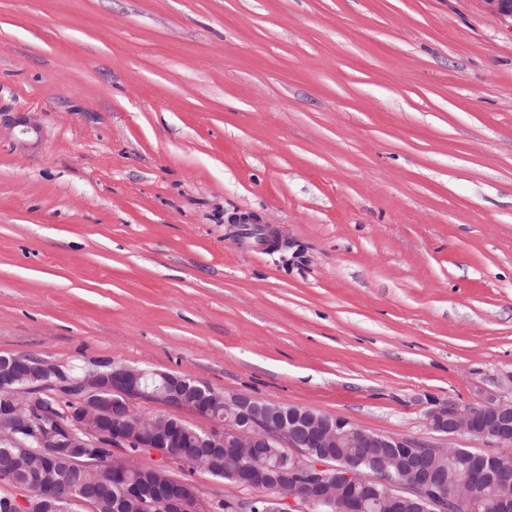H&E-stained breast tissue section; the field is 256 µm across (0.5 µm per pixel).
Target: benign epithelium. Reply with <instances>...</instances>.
I'll list each match as a JSON object with an SVG mask.
<instances>
[{
    "instance_id": "1",
    "label": "benign epithelium",
    "mask_w": 512,
    "mask_h": 512,
    "mask_svg": "<svg viewBox=\"0 0 512 512\" xmlns=\"http://www.w3.org/2000/svg\"><path fill=\"white\" fill-rule=\"evenodd\" d=\"M238 229L253 225L261 230L262 246L267 250L280 247L276 233L260 223L257 216L244 214L232 218ZM66 366L40 355H0V389L10 395L0 404V432L19 427L32 429V422L46 414L38 400L47 395L33 387L50 375L65 373ZM73 386L78 394L76 411L70 413L72 426L56 432L45 431L35 436L36 447L20 448L18 455H34L40 468L33 475L39 485L38 512H68L70 506L93 501L84 493L66 497L58 492L55 482L46 479L55 460L68 454L81 469L107 467L112 481L122 483L132 469L129 458L121 453L106 461H85L84 449L93 439L104 438L123 445L147 448L161 456L183 446L184 425L173 418L162 417L158 423L134 425L126 420L131 405L145 395L157 404H170L208 412L211 389L172 373L149 371L112 361L87 367L76 380L58 381ZM427 427L449 441L460 433L492 443L497 448H512V400H490L478 407L436 405L426 415ZM377 448L370 457L372 472L363 474L330 452L317 457L314 448ZM195 450L185 462L194 465L202 457L224 454L227 448L243 450L247 462L233 473L237 484L260 492L246 501H230L233 512H312L324 503L336 506L339 512H367L371 503L385 501L391 510H405L417 497L425 503V512H462L468 495L446 497L442 480L433 467L441 456L453 462L472 456L465 448L451 445L411 442L403 438L380 435L358 428L348 420L317 413L311 409L270 403L247 395L224 399V422L211 420V427L197 436ZM502 457L483 455V463L473 471L464 472V488L506 480L500 470ZM0 484L9 485L13 496L7 498L14 512H30V486L13 479L11 468L0 466ZM385 485L380 493L377 485ZM294 487L297 494L288 498L267 495L271 490ZM126 495L137 499L142 512H211L212 501L185 480L165 473L164 480L150 489L140 484L125 487Z\"/></svg>"
}]
</instances>
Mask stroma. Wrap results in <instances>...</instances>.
<instances>
[{
	"label": "stroma",
	"instance_id": "1",
	"mask_svg": "<svg viewBox=\"0 0 512 512\" xmlns=\"http://www.w3.org/2000/svg\"><path fill=\"white\" fill-rule=\"evenodd\" d=\"M258 214L275 251L238 238ZM437 441L512 398V19L0 0V354ZM232 225L238 229H241L244 225H253L261 230L262 246L267 250H276L280 247L279 237L273 230H270L265 225L260 224V220L256 215L244 214L231 219Z\"/></svg>",
	"mask_w": 512,
	"mask_h": 512
}]
</instances>
